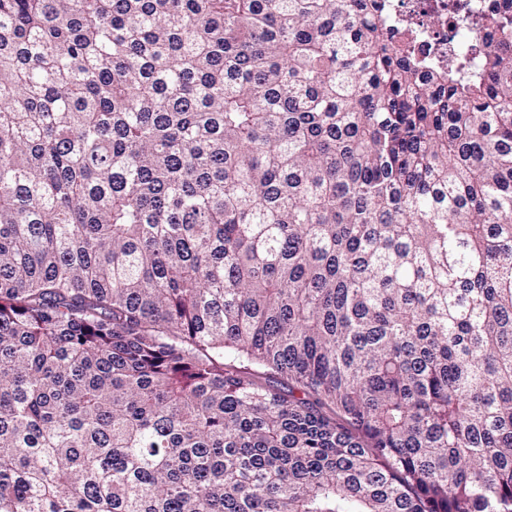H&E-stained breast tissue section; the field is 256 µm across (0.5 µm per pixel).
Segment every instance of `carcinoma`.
Instances as JSON below:
<instances>
[{
    "label": "carcinoma",
    "mask_w": 512,
    "mask_h": 512,
    "mask_svg": "<svg viewBox=\"0 0 512 512\" xmlns=\"http://www.w3.org/2000/svg\"><path fill=\"white\" fill-rule=\"evenodd\" d=\"M0 0V512H512V0ZM466 3V23L461 22L456 3ZM494 0H392L385 21L406 37L410 50L420 57L448 63L464 46L483 31L479 20Z\"/></svg>",
    "instance_id": "1"
}]
</instances>
